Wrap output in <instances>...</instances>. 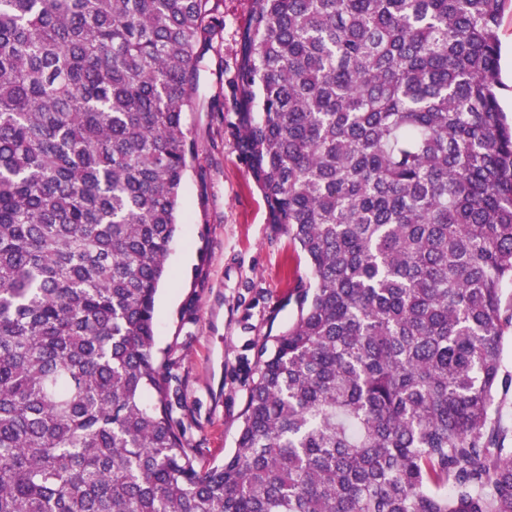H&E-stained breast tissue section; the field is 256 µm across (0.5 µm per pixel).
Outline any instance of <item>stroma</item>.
Returning <instances> with one entry per match:
<instances>
[{
    "instance_id": "1",
    "label": "stroma",
    "mask_w": 512,
    "mask_h": 512,
    "mask_svg": "<svg viewBox=\"0 0 512 512\" xmlns=\"http://www.w3.org/2000/svg\"><path fill=\"white\" fill-rule=\"evenodd\" d=\"M247 7V0H224V65L201 69L199 91L184 108L195 156L181 191L183 227L170 246V276L155 308V350L177 363L181 423L202 466L234 451L258 350L294 322L309 276L298 246L270 224L232 131L229 83ZM215 98L223 111H208Z\"/></svg>"
}]
</instances>
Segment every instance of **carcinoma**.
Here are the masks:
<instances>
[{
    "mask_svg": "<svg viewBox=\"0 0 512 512\" xmlns=\"http://www.w3.org/2000/svg\"><path fill=\"white\" fill-rule=\"evenodd\" d=\"M221 0H0V512H512L506 0H249L234 125L309 267L200 467L155 301ZM499 38L501 41V73L502 80L508 86L503 91L501 105L508 117L512 114V5H508L502 15Z\"/></svg>",
    "mask_w": 512,
    "mask_h": 512,
    "instance_id": "1",
    "label": "carcinoma"
}]
</instances>
